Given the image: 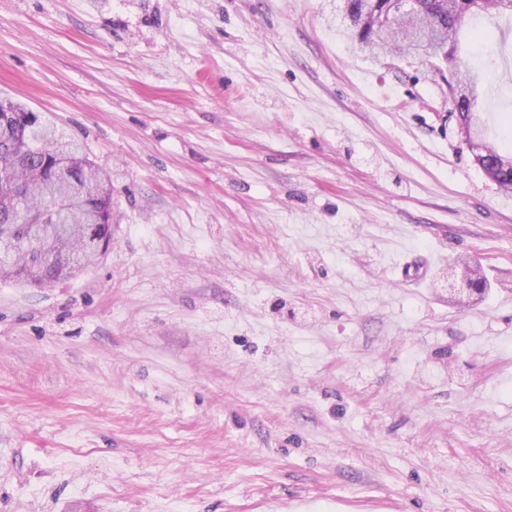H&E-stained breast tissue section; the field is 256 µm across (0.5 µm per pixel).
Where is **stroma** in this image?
I'll return each mask as SVG.
<instances>
[{"label": "stroma", "instance_id": "stroma-1", "mask_svg": "<svg viewBox=\"0 0 512 512\" xmlns=\"http://www.w3.org/2000/svg\"><path fill=\"white\" fill-rule=\"evenodd\" d=\"M338 4L0 0V101L112 179L96 265L0 281V512H512V196Z\"/></svg>", "mask_w": 512, "mask_h": 512}]
</instances>
